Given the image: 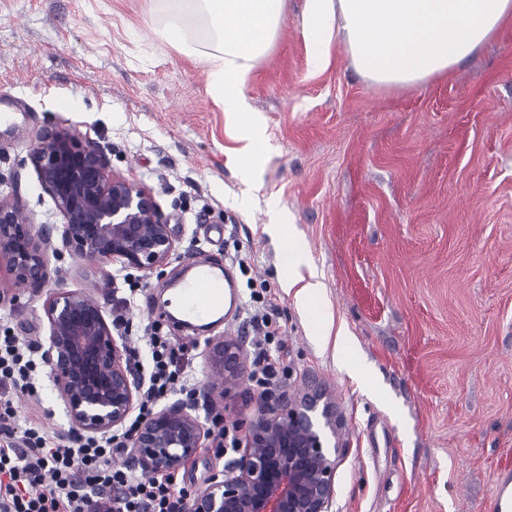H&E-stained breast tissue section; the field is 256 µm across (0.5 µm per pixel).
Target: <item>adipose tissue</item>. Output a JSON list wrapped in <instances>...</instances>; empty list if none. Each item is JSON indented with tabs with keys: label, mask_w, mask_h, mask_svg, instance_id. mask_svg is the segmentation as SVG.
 <instances>
[{
	"label": "adipose tissue",
	"mask_w": 512,
	"mask_h": 512,
	"mask_svg": "<svg viewBox=\"0 0 512 512\" xmlns=\"http://www.w3.org/2000/svg\"><path fill=\"white\" fill-rule=\"evenodd\" d=\"M286 0H166L165 40L180 53L202 56L208 91L245 134L238 170L250 177L261 122L245 84L271 48ZM512 0H306L304 34L314 67L325 64L333 35H341L356 69L373 83L413 87L472 55L507 20ZM201 32L199 49L190 40Z\"/></svg>",
	"instance_id": "ef3b65f1"
}]
</instances>
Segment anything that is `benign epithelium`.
<instances>
[{"mask_svg": "<svg viewBox=\"0 0 512 512\" xmlns=\"http://www.w3.org/2000/svg\"><path fill=\"white\" fill-rule=\"evenodd\" d=\"M29 160L63 224L34 225L17 187L0 192V260L12 285L38 293L48 283V257L73 255L102 275L103 295L115 287L107 270L162 273L177 252L168 218L153 192L113 172L104 149L63 127L44 129ZM48 333L40 350L71 432L107 436L133 413L143 378L124 337L114 335L104 303L82 290L59 289L44 303ZM224 392L242 377L243 347L233 338L209 344ZM209 430L195 406L172 403L142 420L128 438L129 461L151 474L177 473L204 447ZM334 441H329V438ZM336 412L311 385L294 395L260 397L246 422L240 456L214 471L183 512H331L340 449Z\"/></svg>", "mask_w": 512, "mask_h": 512, "instance_id": "1", "label": "benign epithelium"}]
</instances>
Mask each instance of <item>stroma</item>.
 <instances>
[{
	"instance_id": "35a3bbf8",
	"label": "stroma",
	"mask_w": 512,
	"mask_h": 512,
	"mask_svg": "<svg viewBox=\"0 0 512 512\" xmlns=\"http://www.w3.org/2000/svg\"><path fill=\"white\" fill-rule=\"evenodd\" d=\"M304 0L285 20L245 94L264 125L253 186L237 174L243 133L208 92L202 60L158 33L163 0H0V173L38 224H57L28 154L66 127L106 151L112 169L150 187L178 239L163 275L119 273L107 299L139 334L186 257H250L230 327L164 330L196 387L222 386L209 340L252 336L248 278L278 303L289 367L282 386L315 381L335 404L347 446L332 512H499L512 473V21L471 58L415 87L378 86L333 39L312 68ZM286 225L324 285L304 305L288 292ZM97 280L83 262L50 258L47 292ZM44 295L0 304L22 342L47 333ZM345 327L342 356L313 337ZM38 396L15 398L16 426L55 439L71 424L48 371ZM244 381L219 402L235 436L256 410Z\"/></svg>"
}]
</instances>
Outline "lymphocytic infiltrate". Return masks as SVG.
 I'll return each instance as SVG.
<instances>
[{
  "label": "lymphocytic infiltrate",
  "instance_id": "lymphocytic-infiltrate-1",
  "mask_svg": "<svg viewBox=\"0 0 512 512\" xmlns=\"http://www.w3.org/2000/svg\"><path fill=\"white\" fill-rule=\"evenodd\" d=\"M259 303L253 314L258 331L252 380L273 391L286 378L288 367L272 346L281 334L274 318L273 299L254 293ZM151 366L140 416L153 413L171 393L192 394L177 348L167 338L151 334L145 341ZM36 348L10 331L0 332V512H179L189 490L173 475L143 476L128 468L112 467L115 437L75 439L61 444L36 425L15 431L12 396L37 391Z\"/></svg>",
  "mask_w": 512,
  "mask_h": 512
}]
</instances>
